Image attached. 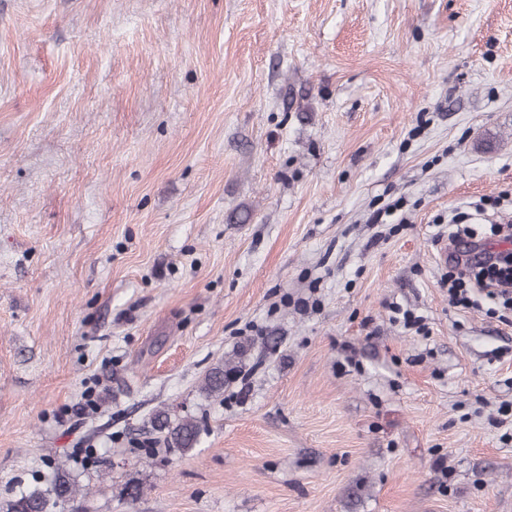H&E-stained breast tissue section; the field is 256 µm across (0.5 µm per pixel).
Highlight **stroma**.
Returning a JSON list of instances; mask_svg holds the SVG:
<instances>
[{
  "label": "stroma",
  "instance_id": "stroma-1",
  "mask_svg": "<svg viewBox=\"0 0 512 512\" xmlns=\"http://www.w3.org/2000/svg\"><path fill=\"white\" fill-rule=\"evenodd\" d=\"M496 202L512 0H0V508L512 512V311L433 233ZM235 373L236 371L227 372L224 370V366H217L205 375L201 390L208 396L224 392V386L234 377ZM153 429L160 435L157 442L164 448H177L183 452L196 447L199 426L191 418L172 420L166 410H158L153 417ZM75 491L69 477L63 470L52 472L49 489L35 488L22 491L16 499L10 501L4 512H53L60 502L74 496ZM51 495L53 500L51 502Z\"/></svg>",
  "mask_w": 512,
  "mask_h": 512
}]
</instances>
